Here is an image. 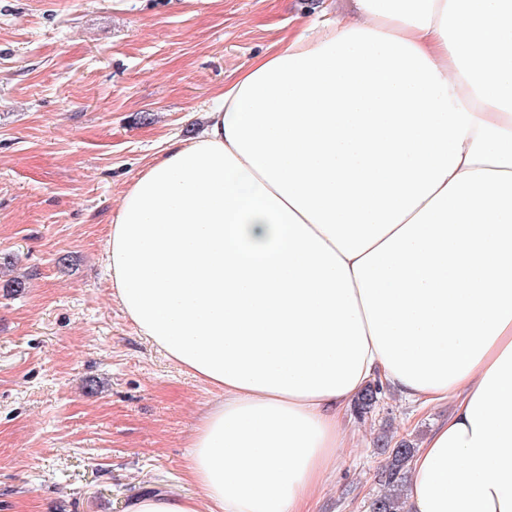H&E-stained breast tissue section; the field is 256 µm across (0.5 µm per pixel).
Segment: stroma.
<instances>
[{"label": "stroma", "mask_w": 512, "mask_h": 512, "mask_svg": "<svg viewBox=\"0 0 512 512\" xmlns=\"http://www.w3.org/2000/svg\"><path fill=\"white\" fill-rule=\"evenodd\" d=\"M343 0H0V512H126L192 493L189 437L213 395L141 336L101 264L133 180L191 138L225 82ZM424 413L382 393L348 412L315 512H370L377 442Z\"/></svg>", "instance_id": "35a3bbf8"}]
</instances>
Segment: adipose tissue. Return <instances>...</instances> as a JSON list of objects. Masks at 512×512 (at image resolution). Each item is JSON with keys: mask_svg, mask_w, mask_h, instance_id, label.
Wrapping results in <instances>:
<instances>
[{"mask_svg": "<svg viewBox=\"0 0 512 512\" xmlns=\"http://www.w3.org/2000/svg\"><path fill=\"white\" fill-rule=\"evenodd\" d=\"M350 3L121 198L113 295L216 396L129 512H310L372 383L454 404L409 512H512V0Z\"/></svg>", "mask_w": 512, "mask_h": 512, "instance_id": "1", "label": "adipose tissue"}]
</instances>
